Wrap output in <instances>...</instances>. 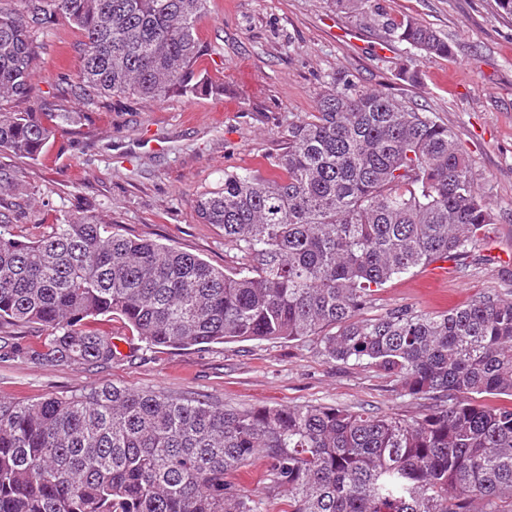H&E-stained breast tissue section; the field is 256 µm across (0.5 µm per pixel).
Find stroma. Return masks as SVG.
I'll return each mask as SVG.
<instances>
[{
    "mask_svg": "<svg viewBox=\"0 0 512 512\" xmlns=\"http://www.w3.org/2000/svg\"><path fill=\"white\" fill-rule=\"evenodd\" d=\"M378 14L430 27L451 54L426 56L386 38L374 22ZM196 31L203 47L196 69L218 90L161 102L64 95L76 80L83 37L61 18L35 34L25 105L36 112L77 108L88 120L57 129L40 159L0 155L19 177L16 190L0 192L10 232L39 235L83 208L111 231L233 267L223 232L201 223L197 197L220 189L228 173L271 176L268 162L284 148L289 123L315 111L328 82L346 79L390 92L447 126L496 214L491 245L454 258L441 281L424 268L394 277L364 317L399 306L439 315L485 296L512 297V265L489 258L493 246L512 252V17L498 14L494 0H370L357 15L332 0H207ZM100 326L118 339L121 356L112 364L3 358L0 400L31 402L114 384L237 409L319 404L407 419L428 406L374 367L328 359L316 336L173 350L146 347L117 318Z\"/></svg>",
    "mask_w": 512,
    "mask_h": 512,
    "instance_id": "35a3bbf8",
    "label": "stroma"
}]
</instances>
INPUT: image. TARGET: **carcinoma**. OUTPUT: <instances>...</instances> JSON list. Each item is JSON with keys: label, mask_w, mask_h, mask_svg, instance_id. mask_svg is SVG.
Masks as SVG:
<instances>
[{"label": "carcinoma", "mask_w": 512, "mask_h": 512, "mask_svg": "<svg viewBox=\"0 0 512 512\" xmlns=\"http://www.w3.org/2000/svg\"><path fill=\"white\" fill-rule=\"evenodd\" d=\"M18 2L0 10V101L27 96L33 34L52 16L84 38L76 98L219 90L195 71L207 0ZM382 26L426 55L452 52L415 20ZM82 118L0 112V155L35 160ZM271 166L282 175L227 173L196 201L235 251L224 270L87 215L35 237L0 226V325L46 333L32 353L0 336V356L110 365L121 352L92 326L102 316L149 347L318 336L326 357L373 365L434 404L410 419L236 409L113 384L0 401V512H261L227 479L257 459L282 512H512V299L362 317L393 276L468 252L495 223L448 128L390 93L335 81L288 124Z\"/></svg>", "instance_id": "obj_1"}]
</instances>
